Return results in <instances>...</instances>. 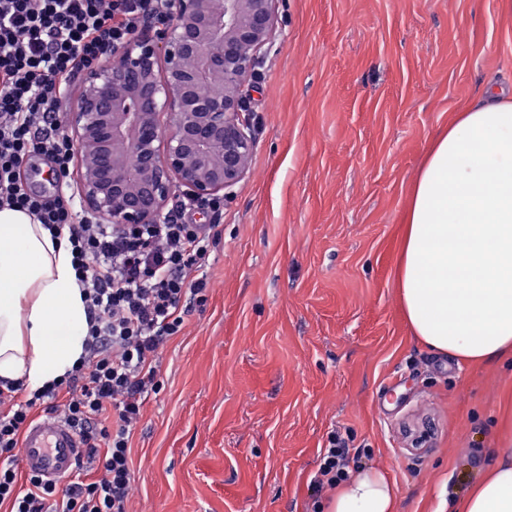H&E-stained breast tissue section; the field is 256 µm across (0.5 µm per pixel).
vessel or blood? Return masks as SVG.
<instances>
[{
	"mask_svg": "<svg viewBox=\"0 0 512 512\" xmlns=\"http://www.w3.org/2000/svg\"><path fill=\"white\" fill-rule=\"evenodd\" d=\"M83 450L79 434L63 420L49 416L24 430L19 463L27 473L60 481L74 474Z\"/></svg>",
	"mask_w": 512,
	"mask_h": 512,
	"instance_id": "obj_1",
	"label": "vessel or blood"
}]
</instances>
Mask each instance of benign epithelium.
Returning <instances> with one entry per match:
<instances>
[{
    "instance_id": "obj_1",
    "label": "benign epithelium",
    "mask_w": 512,
    "mask_h": 512,
    "mask_svg": "<svg viewBox=\"0 0 512 512\" xmlns=\"http://www.w3.org/2000/svg\"><path fill=\"white\" fill-rule=\"evenodd\" d=\"M107 64L88 71L70 117L73 182L85 211L108 224H155L174 187L224 196L255 148L236 93L273 39L276 0H167Z\"/></svg>"
}]
</instances>
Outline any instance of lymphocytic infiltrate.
<instances>
[{"instance_id": "obj_1", "label": "lymphocytic infiltrate", "mask_w": 512, "mask_h": 512, "mask_svg": "<svg viewBox=\"0 0 512 512\" xmlns=\"http://www.w3.org/2000/svg\"><path fill=\"white\" fill-rule=\"evenodd\" d=\"M166 25L164 0H0V207L36 217L66 235L90 315L81 360L63 382L18 399L0 388V503L10 512H131L129 437L157 392V354L184 324L182 299L207 301L206 268L220 233L193 214L224 212L220 198L179 197L160 223L122 227L79 217L69 190L46 196L23 188L21 165L45 159L56 178L71 174L75 144L62 101L76 72L98 66L113 45L132 40L144 19ZM80 435L79 475L97 480L18 484L19 433L37 402ZM349 448L332 435L319 452L314 491L348 476Z\"/></svg>"}]
</instances>
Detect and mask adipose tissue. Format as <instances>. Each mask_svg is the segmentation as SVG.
<instances>
[{
  "instance_id": "obj_1",
  "label": "adipose tissue",
  "mask_w": 512,
  "mask_h": 512,
  "mask_svg": "<svg viewBox=\"0 0 512 512\" xmlns=\"http://www.w3.org/2000/svg\"><path fill=\"white\" fill-rule=\"evenodd\" d=\"M399 266L421 344L463 363L512 358V98L485 88L436 138L412 190ZM89 315L64 238L0 208V381L35 390L80 360ZM397 488L361 469L329 512H396ZM464 512H512V448L498 449Z\"/></svg>"
}]
</instances>
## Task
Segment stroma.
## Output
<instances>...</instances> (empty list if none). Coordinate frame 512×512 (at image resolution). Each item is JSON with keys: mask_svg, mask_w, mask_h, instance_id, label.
I'll use <instances>...</instances> for the list:
<instances>
[{"mask_svg": "<svg viewBox=\"0 0 512 512\" xmlns=\"http://www.w3.org/2000/svg\"><path fill=\"white\" fill-rule=\"evenodd\" d=\"M493 85L512 86V0H277L207 301L131 435L134 512H314L333 433L397 512H441L443 490L463 512L512 428V363L416 343L398 265L435 136Z\"/></svg>", "mask_w": 512, "mask_h": 512, "instance_id": "stroma-1", "label": "stroma"}]
</instances>
